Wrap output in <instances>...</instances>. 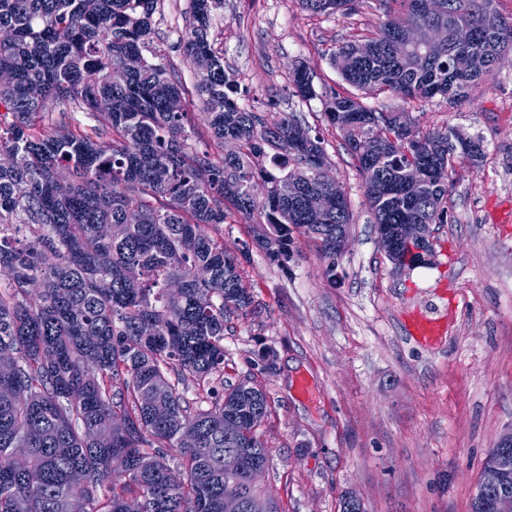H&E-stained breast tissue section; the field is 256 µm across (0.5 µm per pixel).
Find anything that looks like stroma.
<instances>
[{"mask_svg": "<svg viewBox=\"0 0 512 512\" xmlns=\"http://www.w3.org/2000/svg\"><path fill=\"white\" fill-rule=\"evenodd\" d=\"M190 11L191 0H158L152 43L188 86ZM383 18L378 0L348 16L315 15L298 0H224L210 24L240 103L294 113L320 133L353 213L332 281L305 237L283 268L252 246L248 225L221 229L253 297L224 331L223 382L250 377L268 395L259 433L270 465L259 483L284 512H340L346 493L366 512H470L489 449L512 431V60L458 105L361 91L375 111L408 113L423 132L456 127L485 148L478 166L456 168L451 220L431 227L435 265L400 272L378 244L357 163L324 116L325 91L351 90L332 53L352 35L373 36ZM302 63L313 73L307 100L289 81ZM418 314L441 318L440 343L408 336ZM265 348L275 353L270 371Z\"/></svg>", "mask_w": 512, "mask_h": 512, "instance_id": "stroma-1", "label": "stroma"}]
</instances>
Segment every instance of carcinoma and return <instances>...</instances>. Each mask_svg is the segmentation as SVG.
I'll return each instance as SVG.
<instances>
[{
	"instance_id": "cac0c4a2",
	"label": "carcinoma",
	"mask_w": 512,
	"mask_h": 512,
	"mask_svg": "<svg viewBox=\"0 0 512 512\" xmlns=\"http://www.w3.org/2000/svg\"><path fill=\"white\" fill-rule=\"evenodd\" d=\"M157 2L0 0V512H224L226 497L242 512H282L250 475L253 461H270L258 434L271 412L265 391L244 379L209 387L205 408L186 396V382L224 372V327L253 303L237 259L206 228L243 218L280 266L302 235L332 279L352 213L342 185L318 179L329 164L321 137L298 141L294 114L267 118L236 101L209 40L222 0H191V89L150 52ZM299 2L315 15L354 4ZM380 2L376 35L333 53L354 88L460 102L512 50V13L495 0ZM411 24L444 29L448 41L409 49ZM458 26L471 42L455 41ZM460 53L470 58L463 75L451 67ZM130 56L139 68L112 82ZM292 83L298 97L315 95L306 66ZM192 94L210 137L204 152L189 143ZM48 99L61 106L50 131ZM77 110L96 124L73 122ZM324 115L358 163L392 262L402 225L448 223L455 161L484 156L479 136L459 149L454 127L401 129L396 113L351 94L332 93ZM229 139L238 151L224 155ZM410 161L420 178L406 184ZM317 191L339 195L340 208L309 210Z\"/></svg>"
}]
</instances>
